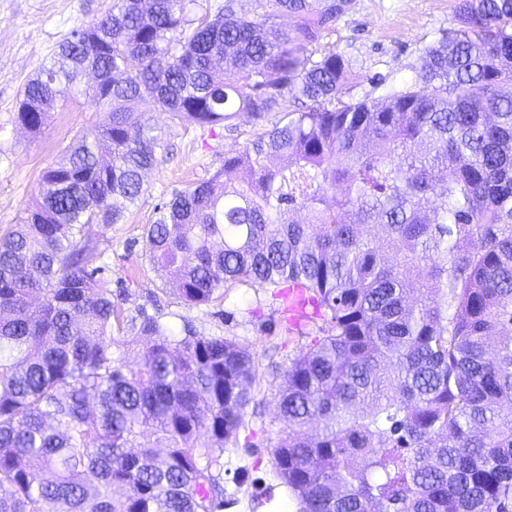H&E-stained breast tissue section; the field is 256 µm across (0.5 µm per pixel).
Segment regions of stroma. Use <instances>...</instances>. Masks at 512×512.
Returning a JSON list of instances; mask_svg holds the SVG:
<instances>
[{
	"mask_svg": "<svg viewBox=\"0 0 512 512\" xmlns=\"http://www.w3.org/2000/svg\"><path fill=\"white\" fill-rule=\"evenodd\" d=\"M111 4L112 0H0V235L23 217L42 170L97 119L81 100L53 112L42 132L31 135L16 120L21 90L69 32ZM456 5L457 0H352L349 10L331 29L322 31L311 48L348 59V97H374L378 91L372 80L377 76L396 87L418 83V57L443 30L455 27ZM293 107L287 101L278 112L259 117L245 113L233 127L219 126L211 133L154 111V121L169 135L159 164L145 176V193L123 223L86 229L126 315L145 309L176 332L184 322H192L205 335L248 347L259 365L262 378L255 386V401L260 412L246 414L242 430L252 445L224 451V512H296L292 495L278 483L271 463L280 422L275 411L279 378L269 364L287 366L318 335L321 323L308 319L285 329L280 304L269 288H235L204 306L184 304L172 290L163 289L151 269L145 227L173 189L211 178L223 166L225 155L280 123L284 111ZM270 323L275 326L271 334L266 331Z\"/></svg>",
	"mask_w": 512,
	"mask_h": 512,
	"instance_id": "stroma-1",
	"label": "stroma"
}]
</instances>
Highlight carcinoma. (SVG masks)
<instances>
[{"mask_svg":"<svg viewBox=\"0 0 512 512\" xmlns=\"http://www.w3.org/2000/svg\"><path fill=\"white\" fill-rule=\"evenodd\" d=\"M268 5L195 25L185 0H112L25 84L34 134L87 72L101 116L0 237V512H224L258 365L124 316L85 228L144 192L167 137L151 111L210 129L290 96L159 205L152 268L187 305L277 288L283 313L323 321L277 391L271 461L297 512H512V0H458L423 87L355 102L348 61L307 48L346 9Z\"/></svg>","mask_w":512,"mask_h":512,"instance_id":"obj_1","label":"carcinoma"}]
</instances>
